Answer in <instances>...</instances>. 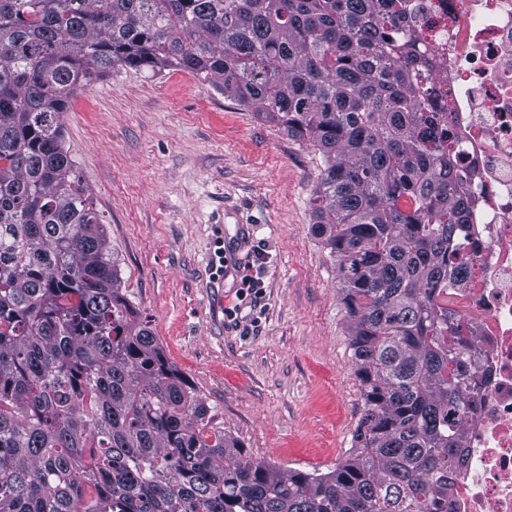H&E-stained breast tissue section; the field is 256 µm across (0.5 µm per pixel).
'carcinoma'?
I'll use <instances>...</instances> for the list:
<instances>
[{
	"label": "carcinoma",
	"mask_w": 512,
	"mask_h": 512,
	"mask_svg": "<svg viewBox=\"0 0 512 512\" xmlns=\"http://www.w3.org/2000/svg\"><path fill=\"white\" fill-rule=\"evenodd\" d=\"M407 0H0V512H434L476 375L472 199ZM186 71L321 154L363 415L325 474L244 456L125 293L64 143L78 92Z\"/></svg>",
	"instance_id": "obj_1"
}]
</instances>
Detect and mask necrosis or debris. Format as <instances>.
<instances>
[{"instance_id": "obj_1", "label": "necrosis or debris", "mask_w": 512, "mask_h": 512, "mask_svg": "<svg viewBox=\"0 0 512 512\" xmlns=\"http://www.w3.org/2000/svg\"><path fill=\"white\" fill-rule=\"evenodd\" d=\"M401 26L439 66L434 83L473 196L455 234L471 274L448 306L476 345L479 383L465 465L436 512H512V0H409Z\"/></svg>"}]
</instances>
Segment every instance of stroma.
<instances>
[{"instance_id": "stroma-1", "label": "stroma", "mask_w": 512, "mask_h": 512, "mask_svg": "<svg viewBox=\"0 0 512 512\" xmlns=\"http://www.w3.org/2000/svg\"><path fill=\"white\" fill-rule=\"evenodd\" d=\"M63 124L122 288L213 425L247 457L335 469L363 399L334 261L314 229L320 155L183 71L108 75ZM240 230L266 260L255 299L213 273Z\"/></svg>"}]
</instances>
